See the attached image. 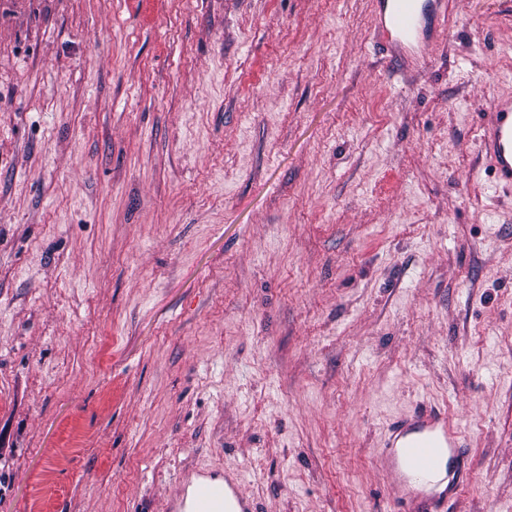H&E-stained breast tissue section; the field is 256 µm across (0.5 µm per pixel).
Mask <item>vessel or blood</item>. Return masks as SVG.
I'll return each instance as SVG.
<instances>
[{
	"instance_id": "b4317fda",
	"label": "vessel or blood",
	"mask_w": 512,
	"mask_h": 512,
	"mask_svg": "<svg viewBox=\"0 0 512 512\" xmlns=\"http://www.w3.org/2000/svg\"><path fill=\"white\" fill-rule=\"evenodd\" d=\"M375 31L404 71L420 69L437 42L447 0H375ZM482 156L500 184L512 187V97H497L480 142ZM378 455L401 490L398 512H448L467 483L470 460L466 438L446 411L422 405L391 422ZM192 512H254L237 472L220 483L194 488Z\"/></svg>"
}]
</instances>
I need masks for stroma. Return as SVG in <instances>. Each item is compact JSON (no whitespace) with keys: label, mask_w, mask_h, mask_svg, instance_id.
I'll return each instance as SVG.
<instances>
[{"label":"stroma","mask_w":512,"mask_h":512,"mask_svg":"<svg viewBox=\"0 0 512 512\" xmlns=\"http://www.w3.org/2000/svg\"><path fill=\"white\" fill-rule=\"evenodd\" d=\"M0 0V512H388L422 402L512 512V0ZM375 31L391 58L406 72L420 69L437 42L446 0H376ZM480 151L494 169L498 182L512 187V97H496L483 128ZM234 471H225L224 483L199 482L194 488L193 510L189 512H254Z\"/></svg>","instance_id":"35a3bbf8"}]
</instances>
